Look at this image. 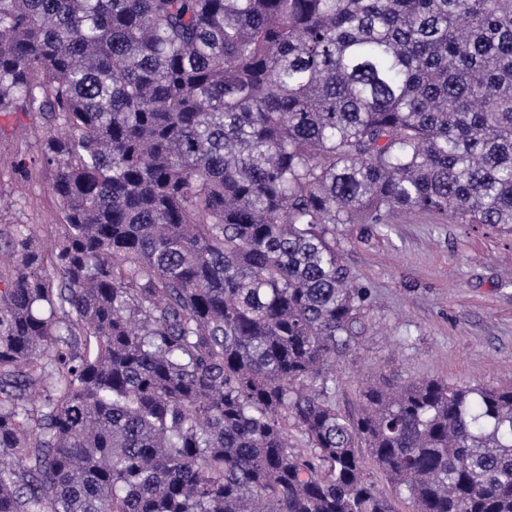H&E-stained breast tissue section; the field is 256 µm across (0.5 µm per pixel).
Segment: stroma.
I'll return each instance as SVG.
<instances>
[{"label":"stroma","instance_id":"35a3bbf8","mask_svg":"<svg viewBox=\"0 0 512 512\" xmlns=\"http://www.w3.org/2000/svg\"><path fill=\"white\" fill-rule=\"evenodd\" d=\"M42 120L0 114V232L24 224L53 241L63 217L39 155ZM336 238L372 305L356 347L339 358L334 399L357 411L366 380L426 378L496 387L512 381V234L409 211L389 224H340Z\"/></svg>","mask_w":512,"mask_h":512}]
</instances>
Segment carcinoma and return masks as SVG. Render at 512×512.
I'll list each match as a JSON object with an SVG mask.
<instances>
[{
	"mask_svg": "<svg viewBox=\"0 0 512 512\" xmlns=\"http://www.w3.org/2000/svg\"><path fill=\"white\" fill-rule=\"evenodd\" d=\"M54 249L0 245V512H512V384L336 360L338 224L512 231V0H0Z\"/></svg>",
	"mask_w": 512,
	"mask_h": 512,
	"instance_id": "obj_1",
	"label": "carcinoma"
}]
</instances>
